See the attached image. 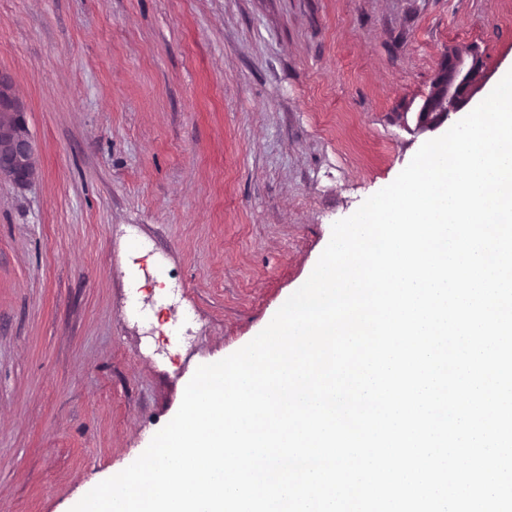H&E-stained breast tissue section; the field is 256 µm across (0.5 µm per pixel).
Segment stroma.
I'll list each match as a JSON object with an SVG mask.
<instances>
[{"label": "stroma", "instance_id": "1", "mask_svg": "<svg viewBox=\"0 0 512 512\" xmlns=\"http://www.w3.org/2000/svg\"><path fill=\"white\" fill-rule=\"evenodd\" d=\"M464 43L489 94L512 0H0L41 165L0 178V512H70L145 451L434 139ZM483 59L474 45L452 47L437 65L429 92L417 112V127L434 131L460 112L479 92Z\"/></svg>", "mask_w": 512, "mask_h": 512}]
</instances>
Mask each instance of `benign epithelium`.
I'll use <instances>...</instances> for the list:
<instances>
[{"label":"benign epithelium","instance_id":"benign-epithelium-1","mask_svg":"<svg viewBox=\"0 0 512 512\" xmlns=\"http://www.w3.org/2000/svg\"><path fill=\"white\" fill-rule=\"evenodd\" d=\"M483 59L474 45L452 47L437 65L417 112V127L434 131L461 111L481 89ZM15 96L10 76L0 72V177L23 187L40 175L39 150Z\"/></svg>","mask_w":512,"mask_h":512}]
</instances>
